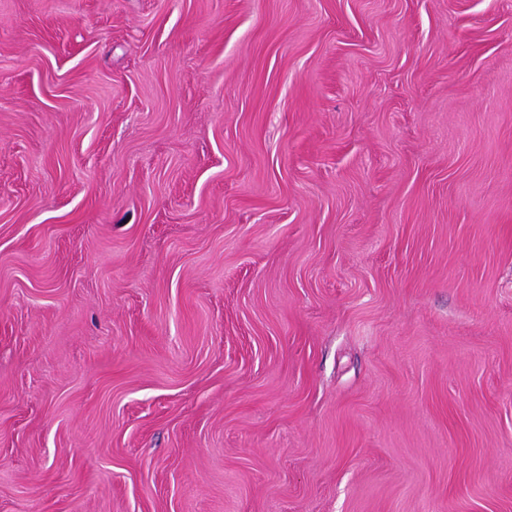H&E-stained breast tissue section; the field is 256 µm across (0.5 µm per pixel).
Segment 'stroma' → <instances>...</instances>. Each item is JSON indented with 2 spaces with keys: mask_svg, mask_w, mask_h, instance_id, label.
Here are the masks:
<instances>
[{
  "mask_svg": "<svg viewBox=\"0 0 512 512\" xmlns=\"http://www.w3.org/2000/svg\"><path fill=\"white\" fill-rule=\"evenodd\" d=\"M0 512H512V0H0Z\"/></svg>",
  "mask_w": 512,
  "mask_h": 512,
  "instance_id": "obj_1",
  "label": "stroma"
}]
</instances>
